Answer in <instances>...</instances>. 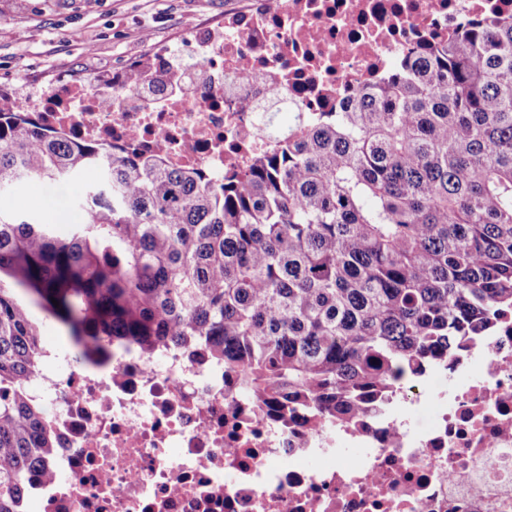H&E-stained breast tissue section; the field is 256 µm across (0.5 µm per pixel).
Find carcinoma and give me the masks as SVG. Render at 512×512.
Instances as JSON below:
<instances>
[{"label":"carcinoma","mask_w":512,"mask_h":512,"mask_svg":"<svg viewBox=\"0 0 512 512\" xmlns=\"http://www.w3.org/2000/svg\"><path fill=\"white\" fill-rule=\"evenodd\" d=\"M154 68L102 83L149 91ZM92 164L86 222L67 233L0 212V512H23L28 474L51 477V424L27 385L34 307L86 354L202 351L266 405L350 417L512 311V20L411 52L348 111L294 123L215 180L44 139L0 92V192Z\"/></svg>","instance_id":"cac0c4a2"}]
</instances>
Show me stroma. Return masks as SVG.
<instances>
[{"label": "stroma", "mask_w": 512, "mask_h": 512, "mask_svg": "<svg viewBox=\"0 0 512 512\" xmlns=\"http://www.w3.org/2000/svg\"><path fill=\"white\" fill-rule=\"evenodd\" d=\"M235 0H0V87L31 95L76 79L109 77L168 48L186 49L200 27H219ZM85 179L54 186L29 180L0 193L56 224L85 220Z\"/></svg>", "instance_id": "35a3bbf8"}]
</instances>
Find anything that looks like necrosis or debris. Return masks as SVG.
I'll use <instances>...</instances> for the list:
<instances>
[{
  "label": "necrosis or debris",
  "instance_id": "necrosis-or-debris-1",
  "mask_svg": "<svg viewBox=\"0 0 512 512\" xmlns=\"http://www.w3.org/2000/svg\"><path fill=\"white\" fill-rule=\"evenodd\" d=\"M474 16L511 20L512 0H246L186 57L164 53L152 93L85 82L15 104L46 137L237 172L276 146L262 104L286 99L306 125L346 111L412 46ZM54 358L30 381L56 436L53 476L30 479L26 512H512L511 315L349 424L269 411L171 345Z\"/></svg>",
  "mask_w": 512,
  "mask_h": 512
}]
</instances>
